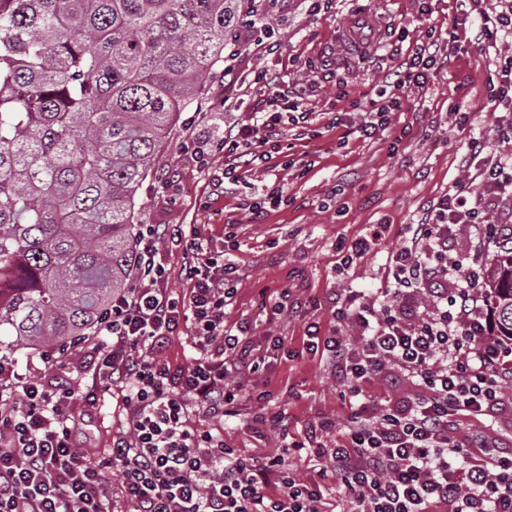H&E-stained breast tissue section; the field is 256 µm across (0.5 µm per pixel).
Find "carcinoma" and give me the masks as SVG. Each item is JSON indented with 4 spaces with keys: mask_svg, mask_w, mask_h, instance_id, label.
I'll return each instance as SVG.
<instances>
[{
    "mask_svg": "<svg viewBox=\"0 0 512 512\" xmlns=\"http://www.w3.org/2000/svg\"><path fill=\"white\" fill-rule=\"evenodd\" d=\"M264 0H0V347L86 335L127 285L160 144ZM512 340V248L493 257Z\"/></svg>",
    "mask_w": 512,
    "mask_h": 512,
    "instance_id": "carcinoma-1",
    "label": "carcinoma"
}]
</instances>
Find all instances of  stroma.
Returning a JSON list of instances; mask_svg holds the SVG:
<instances>
[{
  "label": "stroma",
  "instance_id": "stroma-1",
  "mask_svg": "<svg viewBox=\"0 0 512 512\" xmlns=\"http://www.w3.org/2000/svg\"><path fill=\"white\" fill-rule=\"evenodd\" d=\"M268 33L240 34L203 86L192 111L203 121L179 120L156 152L152 172L136 196L141 224H194L216 247L230 253L243 273L237 295L226 309L227 324L248 321L254 345L267 337L288 339L290 356L272 359L256 389H269L272 408L288 416L290 433L307 423L329 418L344 426L349 414L344 388L303 353L310 323L329 333L334 321L331 296L349 289L374 295L385 287L388 254L403 240L409 224L455 180H466L461 167L467 138L448 114L452 103L476 115L475 125L489 131L499 111L489 101L482 46H466L447 69L434 72L416 97L415 109L395 113L390 126L371 140L345 139L347 126L361 123L363 114L352 100L376 98L385 73L405 59L428 30L443 33L456 11V0H269ZM360 8L372 10L382 30L380 41L365 56L348 51L341 33ZM405 29L404 42L393 43L391 29ZM232 69L234 82L224 80ZM279 73L289 89L299 90L316 121L283 134L273 159L256 162L239 183L223 195L211 192V176L224 168L223 155L198 164L184 150L187 133L206 143L226 128L248 120L265 90L249 82L254 71ZM349 97L338 100L339 90ZM346 126H334L337 113ZM281 184L290 203L270 210L262 222H252L245 203ZM368 238L363 258L344 267L336 253L338 240ZM301 301L297 310L273 313L281 289ZM82 427L86 446L104 451L124 423L126 411L119 388L97 390ZM247 402L237 416L223 423L224 443L244 456L279 453L282 441L273 431L254 432L249 421L258 413ZM336 431L326 435L334 443ZM458 435H481L489 444L512 448V402L475 420L460 418Z\"/></svg>",
  "mask_w": 512,
  "mask_h": 512
}]
</instances>
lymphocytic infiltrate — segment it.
Wrapping results in <instances>:
<instances>
[{
	"mask_svg": "<svg viewBox=\"0 0 512 512\" xmlns=\"http://www.w3.org/2000/svg\"><path fill=\"white\" fill-rule=\"evenodd\" d=\"M448 40L434 37L384 79L357 131L374 138L390 116L409 109L430 73L446 67L462 43L496 45L512 38V0H459ZM289 122L267 98L252 122L213 140L226 158L215 192L238 180V168L271 159ZM502 148L489 152L469 135L462 165L469 184L449 187L417 223L387 264V288L375 299L349 291L332 299L338 326L309 332L306 348L320 357L349 397L347 431L335 446L323 433L336 423H310L297 449L320 462L317 478H297L285 456L246 458L224 443L217 421L246 401L263 404L271 392L249 384L268 369L254 354L248 325H226L237 293L238 266L212 248L191 224H142L128 288L97 319L93 384L120 388L126 426L117 428L106 457L92 459L80 439L85 414L73 389L48 380L57 361L17 372L0 356V512H109L110 470L136 512H331L321 481L335 477L346 512H512V452H475L459 438L457 417H478L512 391V342L492 334L488 276L451 257V232L471 224L483 240L499 242L496 206L512 202V121L494 128ZM168 244L183 255L182 294L164 287L170 271L159 253ZM191 321L197 355L172 367L165 347ZM355 328L358 338L347 336ZM393 370L417 384L420 397L371 410L368 384ZM207 427H199V420Z\"/></svg>",
	"mask_w": 512,
	"mask_h": 512,
	"instance_id": "1",
	"label": "lymphocytic infiltrate"
}]
</instances>
